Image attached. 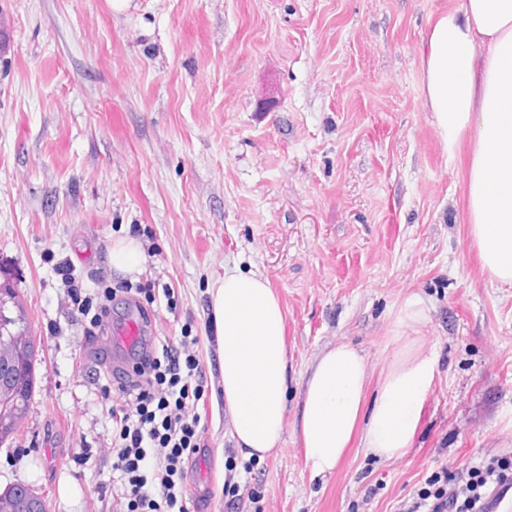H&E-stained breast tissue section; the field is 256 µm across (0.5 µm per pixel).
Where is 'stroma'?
Here are the masks:
<instances>
[{
    "label": "stroma",
    "mask_w": 512,
    "mask_h": 512,
    "mask_svg": "<svg viewBox=\"0 0 512 512\" xmlns=\"http://www.w3.org/2000/svg\"><path fill=\"white\" fill-rule=\"evenodd\" d=\"M461 2L0 0V267L40 344L0 491L28 484L48 512L116 508L99 387L132 353L72 316L53 271L65 259L89 283L179 296L176 311L149 307L148 334L174 342L191 324L206 368L188 512H399L435 468L512 456V288L482 267L467 155L449 157L423 103L422 43ZM130 236L139 275L112 266ZM232 265L278 295L290 380L282 441L231 507L209 290ZM411 299L424 318L400 326ZM340 342L367 361L364 409L405 346L434 356L436 376L404 455L354 445L315 477L299 407Z\"/></svg>",
    "instance_id": "obj_1"
}]
</instances>
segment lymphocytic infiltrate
Instances as JSON below:
<instances>
[{
  "label": "lymphocytic infiltrate",
  "instance_id": "f902f5d3",
  "mask_svg": "<svg viewBox=\"0 0 512 512\" xmlns=\"http://www.w3.org/2000/svg\"><path fill=\"white\" fill-rule=\"evenodd\" d=\"M65 288L69 309L89 321L98 334L111 314L117 294H135L147 303L164 296L176 309L174 289L154 283L117 284L90 293L69 261L54 268ZM179 346L161 341L153 353L140 356L132 370L113 374L101 389L112 417V469L120 485L115 493L120 512H187L184 463L202 446L201 401L208 388L191 327L181 330ZM512 489V459L502 457L471 464L456 472L441 468L428 476L403 512H492L494 499Z\"/></svg>",
  "mask_w": 512,
  "mask_h": 512
}]
</instances>
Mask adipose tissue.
<instances>
[{
	"mask_svg": "<svg viewBox=\"0 0 512 512\" xmlns=\"http://www.w3.org/2000/svg\"><path fill=\"white\" fill-rule=\"evenodd\" d=\"M461 10L430 27L421 52L425 106L449 155L469 151L470 233L484 269L512 287V0H464ZM209 304L236 445L264 456L276 449L287 411L284 310L262 274L238 268L225 270ZM434 378V358L414 352L396 359L366 416L363 355L347 343L323 352L298 417L312 475L333 471L356 442L384 459L402 456Z\"/></svg>",
	"mask_w": 512,
	"mask_h": 512,
	"instance_id": "obj_1",
	"label": "adipose tissue"
}]
</instances>
